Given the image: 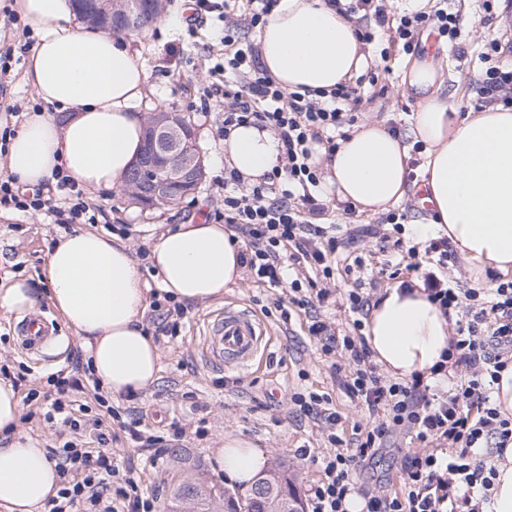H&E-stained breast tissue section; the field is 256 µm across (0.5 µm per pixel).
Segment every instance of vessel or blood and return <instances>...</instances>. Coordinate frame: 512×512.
<instances>
[{
  "label": "vessel or blood",
  "instance_id": "obj_1",
  "mask_svg": "<svg viewBox=\"0 0 512 512\" xmlns=\"http://www.w3.org/2000/svg\"><path fill=\"white\" fill-rule=\"evenodd\" d=\"M17 335L26 350L39 355L58 340L56 328L41 317L22 320ZM199 336L205 363L213 368L233 370L256 363L265 331L257 318L230 302L205 320Z\"/></svg>",
  "mask_w": 512,
  "mask_h": 512
}]
</instances>
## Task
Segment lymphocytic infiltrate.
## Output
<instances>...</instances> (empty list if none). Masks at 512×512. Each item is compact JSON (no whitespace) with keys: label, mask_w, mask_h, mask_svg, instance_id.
Masks as SVG:
<instances>
[{"label":"lymphocytic infiltrate","mask_w":512,"mask_h":512,"mask_svg":"<svg viewBox=\"0 0 512 512\" xmlns=\"http://www.w3.org/2000/svg\"><path fill=\"white\" fill-rule=\"evenodd\" d=\"M276 2L197 0L199 16L214 13L224 24V60L213 73L224 81L218 105L225 127L255 123L269 128L282 143V166L263 184L249 187L236 171L225 172L224 208L215 217L241 243L240 263L255 283L288 289L289 299L274 302L281 319L290 320L295 307L313 310L309 334L322 355L348 353L354 369L342 382L346 394L367 410L387 411L385 420L365 428L356 446L348 448L335 433L339 417L329 408L327 395L293 393L291 400L300 412L323 423L331 445L319 458L323 476L307 498L309 512H347L346 501L357 491L353 472L401 431L414 434L421 448L401 463L400 493L391 495L378 487L361 491L364 512H494L496 463L512 444V418L502 417L492 402L493 386L512 362V281L498 280L483 290L457 288L426 273L428 298L455 321L449 358L452 368L467 371L460 383L447 379L430 384L419 376L405 383L380 379L364 333L371 298L358 289L345 296L355 315L352 333L336 334L318 316V309L336 303L331 286L336 253L353 245L355 237L339 239L313 221L328 205L320 195V172L308 163L309 143L322 141L335 150L338 137L357 120L351 105L359 95L344 83L315 98L277 85L262 66L257 45L238 36L240 28L262 27ZM354 2L343 13L361 12L364 23L355 34L367 44L386 36L414 54L423 31L450 41L462 36L458 13L445 8L418 9L395 18L387 0ZM56 179L55 195L25 196L15 188L13 176H0V208L44 212L59 224L97 223L102 207L85 201L64 172H57ZM49 380L56 396L45 418L60 420L69 432L50 455L63 483L52 512H157L156 497L144 490L131 461H115L107 452L110 434L102 419L91 416L87 404L77 403L75 394L89 388V378L75 368L70 376L57 371Z\"/></svg>","instance_id":"f902f5d3"}]
</instances>
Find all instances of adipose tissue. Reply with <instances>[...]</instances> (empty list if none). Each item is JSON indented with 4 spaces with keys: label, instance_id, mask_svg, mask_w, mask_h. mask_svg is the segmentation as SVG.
<instances>
[{
    "label": "adipose tissue",
    "instance_id": "1",
    "mask_svg": "<svg viewBox=\"0 0 512 512\" xmlns=\"http://www.w3.org/2000/svg\"><path fill=\"white\" fill-rule=\"evenodd\" d=\"M16 9L34 43L24 81L40 106L8 137L7 169L21 190L35 191L56 169L78 187L118 191L140 155L145 117L140 104L148 75L128 38L88 29L75 21L73 0H17ZM261 63L288 92L328 91L357 77L368 54L350 19L327 0H279L258 32ZM428 61L402 74L401 93L413 98L410 136L387 131L371 117L352 130L335 152L311 143L312 164L327 195L358 210L379 213L407 192L410 142L424 146L422 179L434 218L430 234L446 235L464 258L474 282L512 272V108L492 104L457 112ZM282 144L269 129L244 124L224 140V163L247 185L264 182L280 164ZM220 224H181L151 248L157 287L188 304L222 297L245 272L239 244ZM48 300L83 344L84 362L115 398L147 391L158 379L161 356L142 322L146 290L127 240L84 230L62 233L44 268ZM366 340L372 357L391 378L423 375L452 338L450 321L413 277L388 288L371 307ZM22 398L0 379V507L41 512L57 497L59 476L47 450L17 434ZM227 480L251 488L267 454L250 440L228 437L213 451Z\"/></svg>",
    "mask_w": 512,
    "mask_h": 512
}]
</instances>
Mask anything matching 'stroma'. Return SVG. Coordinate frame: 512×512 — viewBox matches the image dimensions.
<instances>
[{
    "mask_svg": "<svg viewBox=\"0 0 512 512\" xmlns=\"http://www.w3.org/2000/svg\"><path fill=\"white\" fill-rule=\"evenodd\" d=\"M447 2L449 10L458 12L469 34L468 52L458 56L455 48L443 41L434 60L440 65L444 85L454 94L458 109L476 112L484 107L474 81L485 67L481 58L484 45L495 38L498 29L512 26V6L497 0L488 15L480 0ZM215 25L212 18L195 21L188 0H168L158 22L130 39L133 51L149 74L146 112L165 110L189 115L206 165L203 183L174 206L145 210L121 193L93 196V203L104 205L108 223L133 226L132 250L152 245L162 233L177 225L205 222L208 213L223 203L224 115L209 97L216 81L212 69L224 57V45ZM32 42L26 25L18 18L14 0H0V54L9 55L11 64L5 78L0 79V114L10 113L8 126L14 130L22 124L23 114L38 106L34 92L22 81L26 48ZM389 52L391 74L380 76L378 86L363 85L355 110L360 118L374 116L397 125L404 134L414 103L402 96L400 77L414 58L394 46ZM60 231L52 216L0 209V283L27 280L37 298L33 315L56 324L60 336L52 361L39 360L19 346L13 330L19 313L0 312V366H25L28 384L43 392L48 389L47 376L66 368L71 350L81 344L77 333L62 323L50 305L46 285L41 280L48 252ZM358 256L363 259L359 267L354 264ZM400 260V255L379 252L371 236L359 235L350 250L336 254V290L343 294L352 288H362L371 296H378L397 278H409V271L399 270ZM228 300L241 302L244 309L258 315L263 307L272 306L275 296L246 278L221 299L190 305L189 320L179 336L172 340L164 336L157 339L162 364L159 379L137 398L115 402L119 416L108 422L112 435L109 450L118 456L133 457L143 485L154 493L162 510L173 488L191 476L200 474L208 482L223 483L224 475L214 469L210 454L228 436L246 438L267 451L272 466L296 476L298 495L306 497L322 473L318 463L301 456L300 451L325 449L329 443L326 431L313 420L297 415L291 400L294 392L307 389L327 394L332 409L340 417L337 433L342 439H351L357 429L373 421L368 411L341 389L329 362L308 333L309 316L300 311L293 313L288 324L276 314L266 317L272 335L261 365L241 372L207 368L195 334L205 318ZM135 416L165 437L167 446L158 461L138 454L122 430V423ZM419 448V442L408 435L391 439L388 448L357 470V486L368 488L379 483L385 490H399L402 458Z\"/></svg>",
    "mask_w": 512,
    "mask_h": 512,
    "instance_id": "1",
    "label": "stroma"
}]
</instances>
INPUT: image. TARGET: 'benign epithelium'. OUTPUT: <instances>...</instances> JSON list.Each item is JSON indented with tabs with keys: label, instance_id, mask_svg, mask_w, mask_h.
<instances>
[{
	"label": "benign epithelium",
	"instance_id": "obj_1",
	"mask_svg": "<svg viewBox=\"0 0 512 512\" xmlns=\"http://www.w3.org/2000/svg\"><path fill=\"white\" fill-rule=\"evenodd\" d=\"M97 14L105 18L109 31L140 28L142 11L137 0H95ZM184 129L173 112H152L146 118L145 137L149 148L136 161L125 188L127 197L147 206L167 204L174 190L191 192L206 178L203 156L183 147ZM277 475H260L252 497L262 512H280L274 504Z\"/></svg>",
	"mask_w": 512,
	"mask_h": 512
}]
</instances>
